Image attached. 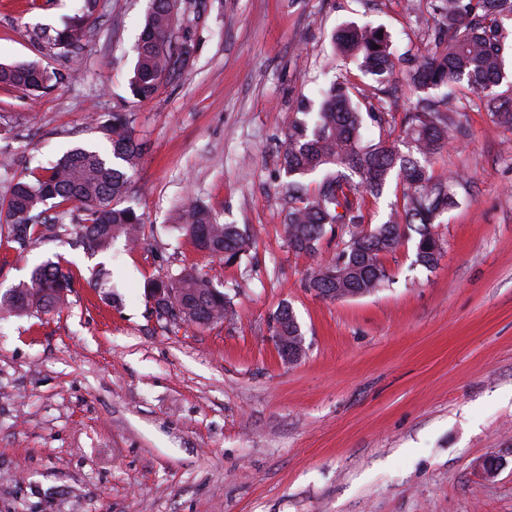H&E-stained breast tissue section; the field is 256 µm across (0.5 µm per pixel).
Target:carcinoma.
Listing matches in <instances>:
<instances>
[{"mask_svg":"<svg viewBox=\"0 0 512 512\" xmlns=\"http://www.w3.org/2000/svg\"><path fill=\"white\" fill-rule=\"evenodd\" d=\"M178 5L179 0H151L145 14L130 78L131 93L138 99L151 98L161 81L186 61L188 51L178 53L173 44ZM94 7L95 0H84L80 14L42 38L59 53H71L82 46ZM434 11L443 17V26L434 32L427 55L408 71V80L418 92L464 88L476 95L497 124L512 130V81L504 70L512 0H437ZM332 41L379 84L395 69L388 36L379 35L377 28L344 26L333 33ZM58 80L57 72L34 62L0 63V84L22 92L44 93ZM320 95L315 112L306 102L299 103L303 118L288 133L283 168L291 206L284 233L297 253L316 252L329 233L348 240L313 272L308 287L332 299L338 292L372 293L388 279L382 258L399 249L408 230L418 235L415 263L434 267L442 249L434 224L459 204V190L468 184L464 177L435 178L431 171L435 156L465 134L459 117L437 112L435 101L427 95L418 97L404 115L402 133L413 145L403 152L383 141L363 139L365 117L347 83L335 81ZM102 129L111 156L77 147L53 166L33 169L10 182L0 199V231H6L20 249L39 239L41 228L62 223L73 204L83 211L78 235L88 249L104 251L120 238L128 244L137 238L142 215L119 206L141 151L132 138L131 116L114 112ZM312 174L320 176L313 190L304 181ZM393 176L402 184V212L390 214L372 228L364 227L366 198L381 196ZM178 221L194 246L227 263L240 258L248 247L237 225L219 223L202 206L182 207ZM339 268L345 271L341 280L332 276ZM72 288V276L61 261L48 259L34 266L28 279L0 294V313L49 312L64 305ZM148 291L159 315L199 327L222 322L233 313L228 294L193 269L154 281ZM290 327L288 306L283 305L273 318L272 334L283 331L292 336Z\"/></svg>","mask_w":512,"mask_h":512,"instance_id":"carcinoma-1","label":"carcinoma"}]
</instances>
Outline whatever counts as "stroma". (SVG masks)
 I'll return each mask as SVG.
<instances>
[{
  "mask_svg": "<svg viewBox=\"0 0 512 512\" xmlns=\"http://www.w3.org/2000/svg\"><path fill=\"white\" fill-rule=\"evenodd\" d=\"M182 0L187 64L134 98L133 47L150 0H96L85 48L58 54L82 0H0V61L64 74L33 98L0 88V193L127 112L143 154L120 203L140 241L87 250L80 212L26 250L0 237V288L61 256V309L0 320V512H512V131L480 105L433 91L466 129L435 176L469 179L436 232L433 270L413 242L383 259L392 282L330 300L306 286L341 248L297 253L284 238L283 153L300 98L346 77L367 138L399 143L418 94L396 70L380 94L331 36L344 25L420 55L441 18L418 0ZM204 205L248 237L242 262L199 252L177 212ZM196 268L234 313L200 328L158 316L145 287ZM289 305L304 353L283 361L272 317ZM504 465L486 477L481 463Z\"/></svg>",
  "mask_w": 512,
  "mask_h": 512,
  "instance_id": "35a3bbf8",
  "label": "stroma"
}]
</instances>
